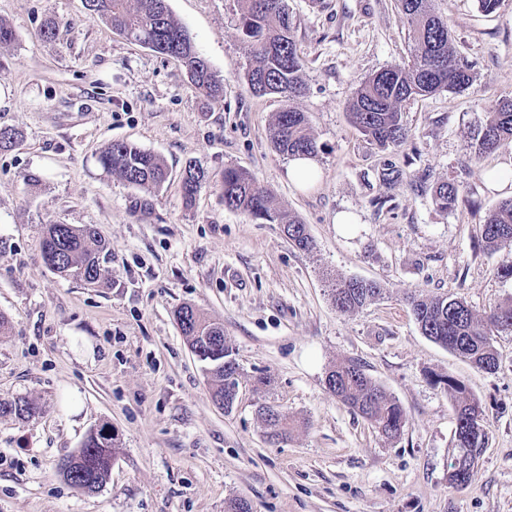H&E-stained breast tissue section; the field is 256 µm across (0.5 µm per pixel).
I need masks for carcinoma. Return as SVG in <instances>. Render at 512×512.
Listing matches in <instances>:
<instances>
[{
  "mask_svg": "<svg viewBox=\"0 0 512 512\" xmlns=\"http://www.w3.org/2000/svg\"><path fill=\"white\" fill-rule=\"evenodd\" d=\"M241 31L247 53L253 60L247 79L259 95H281L291 101L303 95L304 61L299 55L288 11L287 0H241ZM433 0H398L401 18L408 24L413 44L412 60L395 64L367 78L355 91L349 110L352 122L367 141L380 148L398 146L407 137L401 105L417 96L440 91H460L473 83L471 68L458 58L447 22L432 7ZM90 16L109 23L129 41L181 63L191 84L206 99L224 93V78L212 70L198 53L187 31L173 17L167 0H86ZM275 149L289 157L317 154L318 146L310 132L307 116L286 105L275 113L270 127ZM512 146V98L500 101L488 113L484 126L472 145L480 159ZM103 171L146 191L159 189L169 171L157 155L127 141L108 144L99 155ZM207 181L206 172L189 163L181 175L185 206L193 205ZM224 205L255 221L283 226L288 241L297 249L310 252L314 241L299 217L272 207V195L245 169L227 167L223 178ZM436 206L446 211L460 197L453 183L441 182L432 190ZM481 242L488 251L502 243H512V199L504 200L482 225ZM107 244L91 225L48 224L41 241L45 265L62 278H73L89 287L108 283L109 271L100 264ZM383 287L358 278L339 279L332 284L331 298L336 309L354 313L382 295ZM409 304L419 328L432 342L465 358L488 373L498 368V356L489 341L493 331H512V300L490 308L479 318L462 299L411 296ZM174 317L189 348L202 351L210 368L211 398L224 401L232 409L229 376L239 375V365L224 336V325L205 317L191 305L174 311ZM330 392L354 413L362 416L387 439L403 432L407 416L398 401L369 378L354 362L337 364L329 371ZM458 400L456 406V448H479L486 444V430L480 405L463 397L465 386L450 377L441 379ZM39 414L37 404L25 397L0 398V415L28 421ZM267 437L276 441L288 436L293 421L272 406L259 409ZM115 449L112 434L105 427L90 432L81 448L70 455L72 464L60 468L62 476L85 493H94L109 479ZM451 469L458 470L467 486L476 480L477 466L457 453Z\"/></svg>",
  "mask_w": 512,
  "mask_h": 512,
  "instance_id": "obj_1",
  "label": "carcinoma"
}]
</instances>
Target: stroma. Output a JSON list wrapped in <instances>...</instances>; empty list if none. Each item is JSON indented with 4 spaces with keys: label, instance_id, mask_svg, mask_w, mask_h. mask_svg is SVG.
<instances>
[{
    "label": "stroma",
    "instance_id": "1",
    "mask_svg": "<svg viewBox=\"0 0 512 512\" xmlns=\"http://www.w3.org/2000/svg\"><path fill=\"white\" fill-rule=\"evenodd\" d=\"M167 3L223 75L222 98L199 96L177 60L92 18L85 0H0L15 34L0 48V125L20 135L0 150V398L42 408L28 422L0 416V512H224L236 498L251 512H512V332L492 335L499 367L487 373L422 335L406 301L457 297L481 315L512 299V243L490 252L480 237L506 197L489 173L512 148L479 161L470 152L487 113L512 98V0L489 15L477 0H434L474 81L404 102L409 136L384 151L353 125L349 102L369 76L411 59L397 0H288L305 62L294 105L319 146L304 190L271 141L283 99L249 87L239 0ZM113 141L160 156L164 186L148 193L106 174L98 156ZM190 162L209 180L188 208L180 182ZM229 166L299 216L312 251L225 207ZM30 173L38 188L26 185ZM442 181L460 188L448 211L432 200ZM343 212L354 224L337 223ZM49 224L95 225L110 285L50 271L40 252ZM339 277L385 292L342 314L329 295ZM183 304L224 324L240 367L231 411L212 401L206 366L173 318ZM347 361L404 408L398 438L326 388ZM439 376L463 383L486 421L465 490L448 483L456 400ZM264 404L296 421L284 441L267 440ZM103 425L112 473L87 494L58 468Z\"/></svg>",
    "mask_w": 512,
    "mask_h": 512
}]
</instances>
